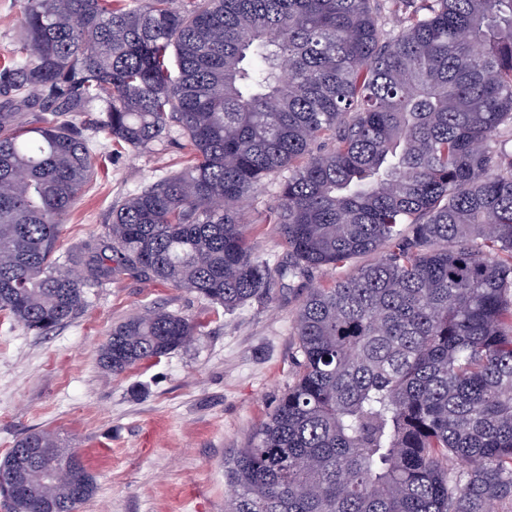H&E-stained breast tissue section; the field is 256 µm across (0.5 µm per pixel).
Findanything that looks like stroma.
I'll return each mask as SVG.
<instances>
[{
	"mask_svg": "<svg viewBox=\"0 0 512 512\" xmlns=\"http://www.w3.org/2000/svg\"><path fill=\"white\" fill-rule=\"evenodd\" d=\"M97 169L59 226L58 255L103 235L112 206L180 169V136L136 152L96 134ZM280 176L270 177L244 223L251 245L272 262L287 251L264 216ZM349 263L277 281L269 299L236 313L150 279L123 276L86 291L87 305L46 336L0 312V458L33 428L55 431L94 475V496L76 512H225L224 461L248 447L296 378V311L313 288L351 276ZM161 307L192 319L201 336L121 375L103 369L98 350L113 323Z\"/></svg>",
	"mask_w": 512,
	"mask_h": 512,
	"instance_id": "1",
	"label": "stroma"
}]
</instances>
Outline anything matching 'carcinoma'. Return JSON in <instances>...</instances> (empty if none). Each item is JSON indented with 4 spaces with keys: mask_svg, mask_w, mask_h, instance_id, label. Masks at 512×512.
I'll use <instances>...</instances> for the list:
<instances>
[{
    "mask_svg": "<svg viewBox=\"0 0 512 512\" xmlns=\"http://www.w3.org/2000/svg\"><path fill=\"white\" fill-rule=\"evenodd\" d=\"M21 28L0 68L1 312L44 336L125 274L232 314L269 298L275 271L376 254L300 306L299 372L224 462L226 512L512 500V0H26ZM80 112L134 151L177 133L189 160L59 261L58 224L95 172L65 118ZM283 169L274 268L241 216ZM198 336L150 308L112 326L99 362L121 375ZM24 448L76 454L48 429L21 436L0 460L12 512L93 496L86 470L79 493L66 470L11 464Z\"/></svg>",
    "mask_w": 512,
    "mask_h": 512,
    "instance_id": "obj_1",
    "label": "carcinoma"
}]
</instances>
